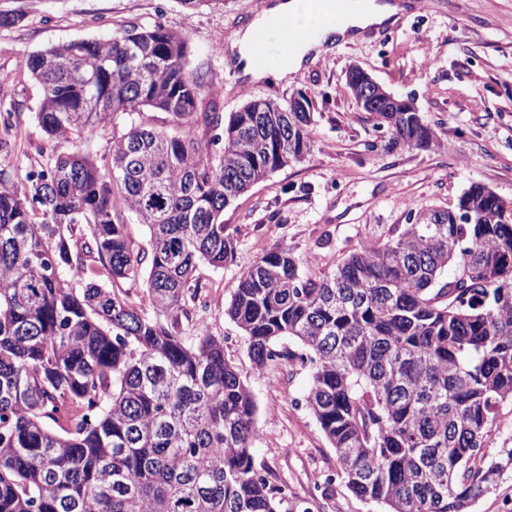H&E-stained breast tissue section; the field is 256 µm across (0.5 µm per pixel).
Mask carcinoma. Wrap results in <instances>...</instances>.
<instances>
[{
    "instance_id": "obj_1",
    "label": "carcinoma",
    "mask_w": 512,
    "mask_h": 512,
    "mask_svg": "<svg viewBox=\"0 0 512 512\" xmlns=\"http://www.w3.org/2000/svg\"><path fill=\"white\" fill-rule=\"evenodd\" d=\"M33 2L0 0V28ZM23 67L48 140L125 124L107 170L53 153L20 181L12 113L3 121L0 512H312L254 468L256 404L224 337L202 325L192 340L175 323L199 305L198 263L234 257L224 207L311 154L313 113L250 99L224 115L188 68L186 38L160 25L51 46ZM371 116L409 147L433 138L419 112ZM459 205L471 223H456L454 207L419 208L318 277L279 246L241 274L224 310L256 368L284 337L311 358L306 404L337 476L383 512H474L512 472L501 419L512 406V222L480 183ZM129 213L149 230L145 248ZM103 272L141 284L157 316L103 287Z\"/></svg>"
}]
</instances>
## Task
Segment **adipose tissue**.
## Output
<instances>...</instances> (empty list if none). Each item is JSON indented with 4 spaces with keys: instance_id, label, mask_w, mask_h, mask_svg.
<instances>
[{
    "instance_id": "ef3b65f1",
    "label": "adipose tissue",
    "mask_w": 512,
    "mask_h": 512,
    "mask_svg": "<svg viewBox=\"0 0 512 512\" xmlns=\"http://www.w3.org/2000/svg\"><path fill=\"white\" fill-rule=\"evenodd\" d=\"M404 10V5L398 4L397 0H349L341 23H319V33L325 40L335 36L343 39L353 38L365 30L395 24ZM252 35V30H245L239 34L233 46L240 58L246 62L244 74L255 79H261L267 75L278 80L285 78L288 73L301 68L313 49L310 43L295 41L287 43L279 33H271L267 47L271 54L277 56L278 63L264 72L248 65L255 51Z\"/></svg>"
}]
</instances>
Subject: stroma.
Instances as JSON below:
<instances>
[{
  "mask_svg": "<svg viewBox=\"0 0 512 512\" xmlns=\"http://www.w3.org/2000/svg\"><path fill=\"white\" fill-rule=\"evenodd\" d=\"M405 2L388 31L336 41L277 82L251 79L231 62V40L254 18L252 0L196 10L179 0H34L21 23L0 30V73L9 76L0 83V101L18 106L19 148L12 165L21 174L41 163L40 144L50 153L79 151L105 162L112 128L45 142L35 117L40 90L19 61L62 42L111 38L132 23H158L184 35L190 69L207 74L225 112L250 98L284 105L303 93L312 100L313 152L225 207L234 258L221 268L198 264L195 277L208 307L200 318L179 320L182 335L194 336L203 321L223 337L226 357L257 403L254 460L273 470L298 500H311L335 470V451L303 405L309 370L292 369L283 360L256 369L247 337L225 316L237 279L279 245L293 249L303 276L323 274L362 242L407 223L417 208L455 206L474 183L512 206V0ZM353 65L413 101L435 131V146L391 145L388 128L362 112L346 86Z\"/></svg>",
  "mask_w": 512,
  "mask_h": 512,
  "instance_id": "stroma-1",
  "label": "stroma"
}]
</instances>
